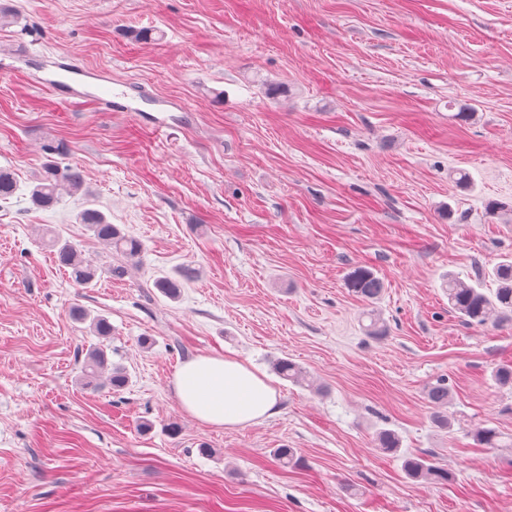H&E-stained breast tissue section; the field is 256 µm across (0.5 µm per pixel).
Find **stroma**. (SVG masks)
<instances>
[{
  "label": "stroma",
  "instance_id": "stroma-1",
  "mask_svg": "<svg viewBox=\"0 0 512 512\" xmlns=\"http://www.w3.org/2000/svg\"><path fill=\"white\" fill-rule=\"evenodd\" d=\"M9 3L0 167L26 187L54 158L84 184L46 210L0 202V512H512V389L492 377L512 325L464 324L444 288L512 253V0ZM65 61L190 113L159 133L58 102L36 79ZM90 197L138 260L77 223ZM55 232L99 268L92 287L55 264ZM359 267L385 283L374 304L347 286ZM370 308L387 336H367ZM95 347L127 370L121 392L86 386ZM209 353L266 373L277 414H186L173 374ZM282 359L307 381L275 374ZM442 380L447 430L426 398ZM481 425L499 447H474ZM422 453L447 482L406 475Z\"/></svg>",
  "mask_w": 512,
  "mask_h": 512
}]
</instances>
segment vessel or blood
Listing matches in <instances>:
<instances>
[{
  "instance_id": "b4317fda",
  "label": "vessel or blood",
  "mask_w": 512,
  "mask_h": 512,
  "mask_svg": "<svg viewBox=\"0 0 512 512\" xmlns=\"http://www.w3.org/2000/svg\"><path fill=\"white\" fill-rule=\"evenodd\" d=\"M40 84L60 101L69 103L86 99L95 102L99 111L116 114L134 111L137 101L152 99L144 87L130 82H116L107 71L74 64L61 66L45 75ZM154 101L157 114L153 116L151 124L158 130L168 128V113L186 109L184 103L175 99L159 98Z\"/></svg>"
}]
</instances>
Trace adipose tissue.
Instances as JSON below:
<instances>
[{"label":"adipose tissue","instance_id":"obj_1","mask_svg":"<svg viewBox=\"0 0 512 512\" xmlns=\"http://www.w3.org/2000/svg\"><path fill=\"white\" fill-rule=\"evenodd\" d=\"M173 386L187 414L217 427L261 423L274 414L278 402L268 377L234 356L206 354L183 361Z\"/></svg>","mask_w":512,"mask_h":512}]
</instances>
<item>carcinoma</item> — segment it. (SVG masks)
Here are the masks:
<instances>
[{"label":"carcinoma","mask_w":512,"mask_h":512,"mask_svg":"<svg viewBox=\"0 0 512 512\" xmlns=\"http://www.w3.org/2000/svg\"><path fill=\"white\" fill-rule=\"evenodd\" d=\"M82 182V174L78 168L70 165L63 167L51 161L45 165L44 173L29 187L28 199L35 209H50L59 202L64 193L79 190ZM19 190L15 172L10 168L0 167V201L10 200ZM77 220L92 232L96 240L113 247L130 261L138 259L143 252L141 242L122 234L117 225L110 223L106 215L96 208L83 209L77 215ZM51 247L55 249V262L75 285L87 287L96 280L97 267L83 258L69 241L55 237L51 239ZM490 276L497 288L487 294L479 283L472 285L452 274L448 275V283L445 285L448 305L467 325L481 327L489 323L512 321V255L500 257ZM347 286L356 296L367 301L378 299L383 291L382 281L372 271L362 268L354 270L348 276ZM76 317L80 321L91 320L92 332L97 336H109L112 333L111 324L102 316L92 318L87 311L79 310ZM107 366L106 352L100 348L91 350L82 366L87 383L97 380L100 372ZM275 371L284 379L297 381L302 378L300 368L288 360L278 361ZM427 399L438 408L433 420L441 427H450L452 419L443 412L449 402L448 385L440 381L429 386ZM470 437L480 448L499 447L500 435L494 427L478 426L470 432ZM376 440L380 448L388 452H395L399 448V438L390 430L379 431ZM404 469L415 480L436 484L448 482V471L430 463L425 454L406 458Z\"/></svg>","instance_id":"obj_1"}]
</instances>
